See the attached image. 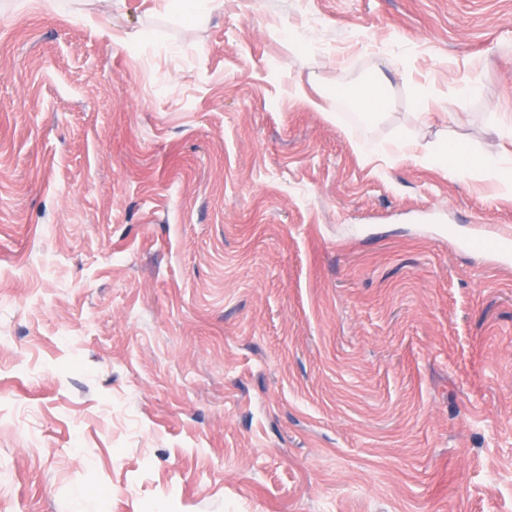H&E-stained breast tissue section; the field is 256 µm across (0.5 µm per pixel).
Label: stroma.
I'll return each instance as SVG.
<instances>
[{
    "instance_id": "35a3bbf8",
    "label": "stroma",
    "mask_w": 512,
    "mask_h": 512,
    "mask_svg": "<svg viewBox=\"0 0 512 512\" xmlns=\"http://www.w3.org/2000/svg\"><path fill=\"white\" fill-rule=\"evenodd\" d=\"M509 122L512 0H0V512H512V196L444 164ZM354 107L361 112L360 114H373L389 105L387 98L377 99L370 89H362L355 93L353 96Z\"/></svg>"
}]
</instances>
